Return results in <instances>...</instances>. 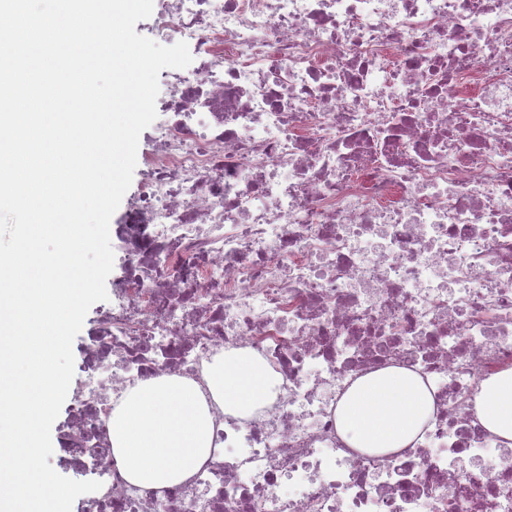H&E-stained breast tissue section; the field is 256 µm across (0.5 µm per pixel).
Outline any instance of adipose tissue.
<instances>
[{
	"instance_id": "obj_1",
	"label": "adipose tissue",
	"mask_w": 512,
	"mask_h": 512,
	"mask_svg": "<svg viewBox=\"0 0 512 512\" xmlns=\"http://www.w3.org/2000/svg\"><path fill=\"white\" fill-rule=\"evenodd\" d=\"M205 379L204 391L192 380L169 376L124 390L109 428L112 453L130 482L163 488L193 475L208 458L214 436L208 399L245 412L273 394L263 367L245 354L225 358ZM433 411L420 376L388 368L352 385L339 404L337 425L351 447L396 452L412 442ZM476 411L484 427L512 447V369L484 382Z\"/></svg>"
}]
</instances>
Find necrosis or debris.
I'll return each mask as SVG.
<instances>
[{"mask_svg":"<svg viewBox=\"0 0 512 512\" xmlns=\"http://www.w3.org/2000/svg\"><path fill=\"white\" fill-rule=\"evenodd\" d=\"M155 23L193 61L169 72L58 436V463L101 482L82 512H512V450L474 410L512 367V0H158ZM237 352L273 397L211 403L184 483H130L123 389ZM389 367L435 412L371 455L336 410Z\"/></svg>","mask_w":512,"mask_h":512,"instance_id":"1","label":"necrosis or debris"}]
</instances>
